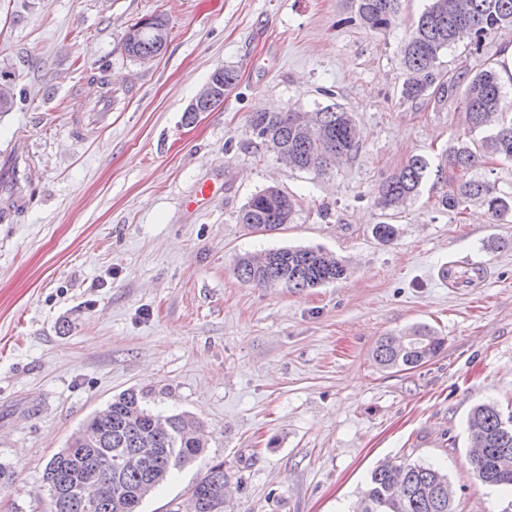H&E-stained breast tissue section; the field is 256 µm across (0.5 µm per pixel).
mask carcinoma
I'll use <instances>...</instances> for the list:
<instances>
[{
	"label": "carcinoma",
	"instance_id": "cac0c4a2",
	"mask_svg": "<svg viewBox=\"0 0 512 512\" xmlns=\"http://www.w3.org/2000/svg\"><path fill=\"white\" fill-rule=\"evenodd\" d=\"M365 28L384 32L396 20L400 0H354ZM498 30H512V0H430L404 43L402 66L405 79L401 97L417 102L429 98L437 103L455 101L470 130L486 132L479 140L457 138L442 153L437 171L458 174L456 188L439 202L455 211L466 202L484 206L493 221L512 214V193H501L471 172L496 156L512 159V101L506 99L497 70L492 66H463L450 75L440 70L441 55L461 35L476 40ZM168 24L161 16L134 23L127 31L123 50L138 62L155 59L166 48ZM238 75L217 68L207 86L208 95L186 109V114L207 112L224 99L237 83ZM15 104L12 73L0 70V112ZM252 134L261 143L274 141L282 147L281 161L291 169L326 175L336 160L358 148L359 133L351 113L333 104L308 117L298 110L250 116ZM428 162L415 155L378 187L376 203L395 210L416 199ZM294 199L276 186L254 194L237 214V221L259 232H274L291 223ZM373 236L381 243L398 235L394 224H376ZM347 266L321 248L282 247L238 258L235 275L261 287L284 285L298 291L333 283L346 276ZM413 337L406 346L393 335L382 337L374 361L383 368H414L436 357L444 341L426 324L405 332ZM472 447L469 463L487 485L512 486V416L503 417L491 404L476 407L470 415ZM202 424L187 413L164 415L147 410L130 390L112 398L101 411L90 416L71 437L68 446L47 463L43 482L64 492L77 488L89 468L112 460V473L101 478L99 501L93 512H139V506L174 469L193 462L202 453ZM224 463L211 465L192 487L193 512H225ZM448 477L431 465L408 461H386L370 476L361 512H456L448 496Z\"/></svg>",
	"mask_w": 512,
	"mask_h": 512
}]
</instances>
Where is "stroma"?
<instances>
[{"mask_svg":"<svg viewBox=\"0 0 512 512\" xmlns=\"http://www.w3.org/2000/svg\"><path fill=\"white\" fill-rule=\"evenodd\" d=\"M428 0H401L392 27L367 31L351 0H0V68L17 100L0 113V168L30 165L33 193L0 223V512H38L51 457L114 396L189 413L205 448L143 500L173 512L223 462L227 512H355L382 461L446 474L458 512H512V488L469 465L468 418L512 412V218L439 208L436 165L467 132L457 103L404 101L401 47ZM164 16L150 65L122 43ZM512 34L444 52L443 71L498 67ZM238 74L223 101L187 117L217 68ZM112 122L93 120L102 83ZM338 104L362 132L329 174L288 168L253 137L251 113ZM429 162L419 197L386 216L381 181L412 155ZM220 192L196 211L204 182ZM292 195L272 234L236 215L260 190ZM391 221L390 244L372 235ZM321 247L345 279L297 291L237 278V257ZM452 276L442 279V269ZM417 324L445 340L412 369H384L378 340Z\"/></svg>","mask_w":512,"mask_h":512,"instance_id":"stroma-1","label":"stroma"}]
</instances>
